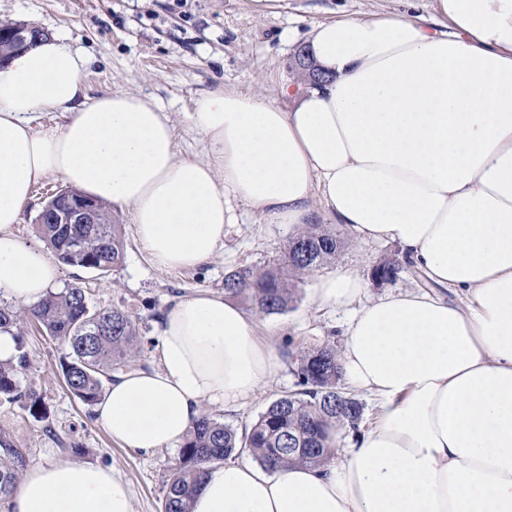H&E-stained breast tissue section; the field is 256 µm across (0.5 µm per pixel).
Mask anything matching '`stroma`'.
<instances>
[{"label":"stroma","mask_w":512,"mask_h":512,"mask_svg":"<svg viewBox=\"0 0 512 512\" xmlns=\"http://www.w3.org/2000/svg\"><path fill=\"white\" fill-rule=\"evenodd\" d=\"M433 6L434 0H0V21L38 27L90 54L94 62L84 77L90 95L127 92L152 100L174 126L177 155L199 159L203 146L188 115L202 92L221 86L288 107L280 89L302 82L294 54L304 47L315 23L338 14L364 18L407 8L428 15ZM60 186L52 177L34 186L17 226L25 243L42 245L37 217L47 196ZM112 216L124 239L122 264L105 274L60 265L58 286H79L95 308L119 307L137 316L142 368L157 364L156 329L168 301L199 291L223 294L227 273L265 269L281 257L288 239L298 232L297 227L268 224L242 212L208 262L163 273L154 268L137 240L126 211L113 208ZM336 233L340 249L322 267V274L359 270L368 278L369 298L420 286L417 274L406 267L394 279H373L377 264L398 256L393 243L362 242L342 227ZM313 284V277H305L285 312L258 316L282 356L283 371L277 381L236 407L212 408V415L236 432H244L271 402L295 390L297 359L303 351L327 342L342 343L345 314L317 309ZM18 329L31 362L20 384L38 393L46 417L35 420L22 403L2 401L0 429L24 449L27 467L60 461L109 467L127 481L134 512H162L178 449L142 453L122 447L96 422L92 407L68 390L61 372L67 346L29 320H22Z\"/></svg>","instance_id":"35a3bbf8"}]
</instances>
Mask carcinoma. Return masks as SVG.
Wrapping results in <instances>:
<instances>
[{"label": "carcinoma", "mask_w": 512, "mask_h": 512, "mask_svg": "<svg viewBox=\"0 0 512 512\" xmlns=\"http://www.w3.org/2000/svg\"><path fill=\"white\" fill-rule=\"evenodd\" d=\"M99 224H41L48 249L61 262L106 273L124 260V240L119 225L112 223L110 207L98 203ZM89 238L87 247L74 250L70 237ZM293 254L282 255L262 271L242 268L224 278V296L242 301L257 314L285 311L293 302L298 279L309 276L336 257L340 238L321 224H307L289 239ZM48 335L69 348L61 364L69 391L83 404L92 406L100 398L104 381L114 371L137 366L139 326L137 318L120 308L96 309L85 291L71 285L49 292L37 305L21 312L0 306V329L17 326L21 314ZM99 324L94 336L87 328ZM336 345L327 343L300 356L297 369L299 389L274 400L243 437L210 413L203 412L186 435L170 479L166 484L163 512H189V503L209 472L224 464L236 448H246L269 469L295 464L321 467L330 457L332 427H356L362 417L361 404L342 392V371ZM30 367L26 352L14 360L0 361V400H23L35 418L44 417L39 395L21 390L19 374ZM25 467L21 449L0 431V506L9 503Z\"/></svg>", "instance_id": "1"}]
</instances>
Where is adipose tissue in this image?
I'll return each mask as SVG.
<instances>
[{
  "label": "adipose tissue",
  "instance_id": "obj_1",
  "mask_svg": "<svg viewBox=\"0 0 512 512\" xmlns=\"http://www.w3.org/2000/svg\"><path fill=\"white\" fill-rule=\"evenodd\" d=\"M436 13L338 17L308 47L328 75L284 87L283 109L222 89L189 115L205 145L181 159L156 104L90 96V60L52 38L0 68V295L33 306L59 268L15 231L54 177L130 214L162 272L208 261L239 202L271 224L328 221L394 243L423 290L362 301L360 272L319 277L346 309L339 362L375 398L372 426L321 468L228 462L190 512H512V0H436ZM64 122L35 131L37 113ZM461 303L445 298L446 290ZM158 366L110 381L98 423L148 452L186 437L203 404L233 407L282 360L256 320L206 292L160 319ZM11 512H133L112 468L28 471Z\"/></svg>",
  "mask_w": 512,
  "mask_h": 512
}]
</instances>
